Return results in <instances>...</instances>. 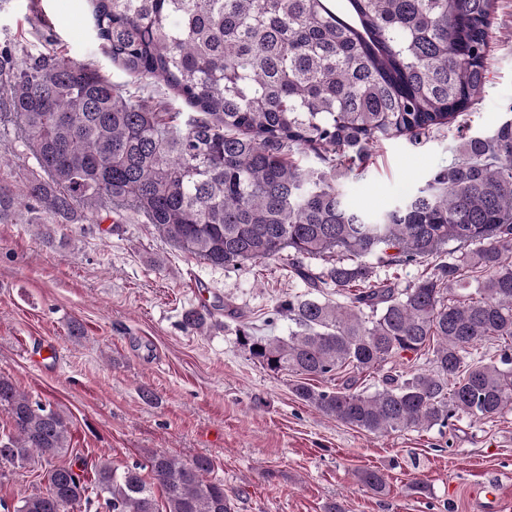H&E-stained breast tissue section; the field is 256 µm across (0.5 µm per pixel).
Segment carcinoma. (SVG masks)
Wrapping results in <instances>:
<instances>
[{"label":"carcinoma","mask_w":512,"mask_h":512,"mask_svg":"<svg viewBox=\"0 0 512 512\" xmlns=\"http://www.w3.org/2000/svg\"><path fill=\"white\" fill-rule=\"evenodd\" d=\"M345 2L91 0L96 34L133 87L43 43L36 12L33 48L0 46V115L33 160L19 190L0 182V222L100 223L124 208L213 268L286 255L309 288L276 310L296 329L244 331L239 343L302 377L300 400L373 434L498 417L512 409V119L461 137L448 166L382 213L351 208L336 185L380 139L439 132L481 100L497 0ZM155 81L191 111L145 103ZM333 255L320 272L306 263ZM413 265L430 271L402 289L375 274ZM329 288L344 301L320 298ZM213 316L192 308L182 325L200 331ZM489 340L492 358H468ZM408 353L431 370L385 375L372 392L308 384ZM0 410V466L36 459L48 484L0 502L5 512H72L91 490L112 512H231L208 456L103 458L87 482L55 463L70 445L63 414L2 375Z\"/></svg>","instance_id":"carcinoma-1"}]
</instances>
